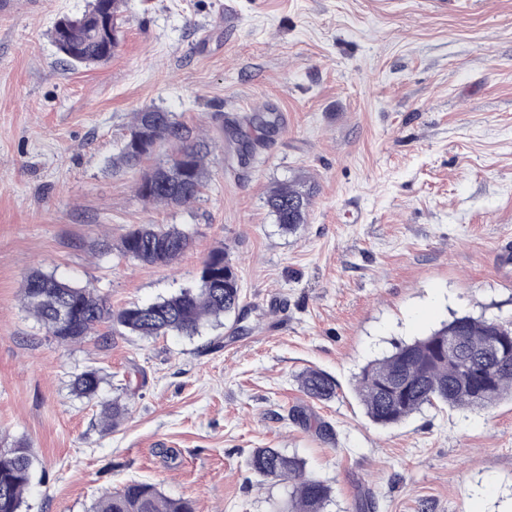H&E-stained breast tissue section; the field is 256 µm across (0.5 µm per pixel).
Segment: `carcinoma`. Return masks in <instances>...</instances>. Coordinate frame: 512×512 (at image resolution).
I'll return each mask as SVG.
<instances>
[{
  "mask_svg": "<svg viewBox=\"0 0 512 512\" xmlns=\"http://www.w3.org/2000/svg\"><path fill=\"white\" fill-rule=\"evenodd\" d=\"M127 0H90L84 12L60 17L51 32L61 61L69 69L104 64L118 51L121 38L117 20ZM174 148L168 162L139 179L136 191L145 201L166 206L189 205L206 185V140L179 122L174 113L148 106L135 113L112 155V168H133L165 143ZM311 192L299 183L277 184L269 189L265 205L286 233L306 223ZM189 246V236L175 228L142 224L131 229L122 242L123 253L133 259L167 265ZM24 307L62 344L82 340L102 322L110 321L126 332L144 338L176 333L198 334L207 321L240 310L241 285L224 250L204 261L192 288L149 304H131L115 312L108 299L86 286L73 285L41 270L30 272L22 288ZM69 310L62 321L61 310ZM497 336L512 337V319L476 318L455 314L429 335L395 347L390 354L367 363L355 377L354 392L369 420L381 427L402 424L425 406L450 409H484L512 396V358L501 360L491 349ZM457 343L448 355V340ZM303 394L317 401L336 396V381L319 369H307L297 378ZM105 378L96 369L77 374L71 383L79 398L99 395ZM128 413L116 400L105 405L107 425L115 428ZM34 457L20 442L0 448V512H22ZM251 472L262 481L289 487L288 512H325L332 488L309 476L303 462L277 448H256L248 459ZM89 512H195L192 501L162 494L149 481L135 480L119 492H105Z\"/></svg>",
  "mask_w": 512,
  "mask_h": 512,
  "instance_id": "1",
  "label": "carcinoma"
}]
</instances>
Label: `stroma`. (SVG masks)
Segmentation results:
<instances>
[{"instance_id": "35a3bbf8", "label": "stroma", "mask_w": 512, "mask_h": 512, "mask_svg": "<svg viewBox=\"0 0 512 512\" xmlns=\"http://www.w3.org/2000/svg\"><path fill=\"white\" fill-rule=\"evenodd\" d=\"M0 10V448L36 458L24 512H89L147 480L196 512H272L283 484L247 461L271 447L332 488L327 512H512V399L426 407L374 425L355 375L456 313L512 318V0H129L112 60L78 71L49 31L87 0ZM160 106L217 144L186 206L136 193L105 164L133 112ZM278 113L254 162L229 169L223 121ZM313 186L306 224L280 231L274 184ZM141 224L190 246L173 264L121 251ZM226 248L247 314L197 336L103 323L63 345L25 309L33 269L113 308L194 286ZM96 368L98 398L72 377ZM335 378L314 402L297 376ZM130 394L113 431L102 402Z\"/></svg>"}]
</instances>
